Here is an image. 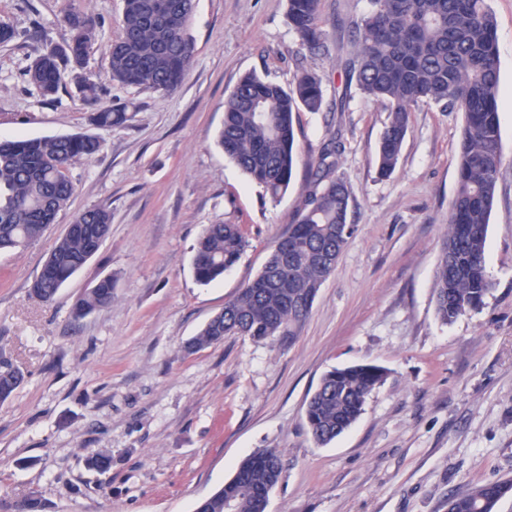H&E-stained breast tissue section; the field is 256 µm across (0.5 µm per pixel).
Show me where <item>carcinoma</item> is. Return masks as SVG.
I'll return each instance as SVG.
<instances>
[{"label": "carcinoma", "mask_w": 512, "mask_h": 512, "mask_svg": "<svg viewBox=\"0 0 512 512\" xmlns=\"http://www.w3.org/2000/svg\"><path fill=\"white\" fill-rule=\"evenodd\" d=\"M320 0H288V22L299 45L326 54L320 30ZM371 9L354 23L350 76L367 97L390 104L389 122L377 148L380 174L396 168L409 126V112L420 102L463 114L458 180L435 275V310L444 324L475 309L491 288L486 274V230L503 163L498 119L496 20L489 0H370ZM193 0H122V36L109 48L110 78L120 84L171 91L183 80L193 56L187 25ZM69 37L37 54L25 69L28 81L46 99L65 84V73L86 68L97 44V19L67 11ZM82 99L97 103L99 78L86 74L76 84ZM324 106L322 79L301 72L287 88L256 75L241 79L224 102V124L217 143L253 181L276 198L287 191L296 163L294 114ZM126 119L122 107H101L91 122L108 129ZM99 153L88 134L59 143L53 137L0 142V250L40 239L73 194L66 173L73 161ZM340 144L324 143L310 169V185L295 222L284 235L293 257L273 258L224 304V309L188 342L200 350L244 331L260 341L293 338L308 317L328 277L320 257L342 250L350 225V193L336 174ZM112 225L104 207L80 213L51 250L52 264L31 287L48 302L96 254L97 230ZM248 240L238 224L209 225L196 247L193 271L208 284L241 258ZM112 276L97 281L76 302L85 315L112 301ZM24 375L0 361V402L8 400ZM384 379L376 365H354L327 372L311 396L306 420L313 439L326 445L361 415L367 398ZM281 461L273 449L245 459L223 488L196 512H266V491L276 485ZM500 483L476 485L451 497L452 512H494Z\"/></svg>", "instance_id": "carcinoma-1"}]
</instances>
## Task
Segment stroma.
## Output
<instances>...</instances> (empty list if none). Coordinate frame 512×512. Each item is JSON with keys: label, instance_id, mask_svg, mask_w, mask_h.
Returning a JSON list of instances; mask_svg holds the SVG:
<instances>
[{"label": "stroma", "instance_id": "stroma-1", "mask_svg": "<svg viewBox=\"0 0 512 512\" xmlns=\"http://www.w3.org/2000/svg\"><path fill=\"white\" fill-rule=\"evenodd\" d=\"M499 57L503 166L487 228L483 304L454 323L435 313L434 277L455 194L463 116L421 103L395 170L375 149L388 103L349 82L350 20L368 0H320L329 52L299 51L287 0H196L194 56L170 92L112 82L108 47L121 0H0L18 37L0 45V139L88 133L104 146L72 163L74 193L44 235L0 252V358L25 375L0 402V512L37 495L43 512H195L239 464L272 448L282 473L267 512H448L451 495L512 480V0H490ZM92 12L88 68L100 106L127 119L92 125L73 85L44 100L24 75L68 36L66 11ZM322 79L325 106L295 121L299 159L271 198L215 144L224 102L256 74L289 86ZM338 137L353 234L292 341L229 336L186 345L254 279L295 220L309 166ZM108 207L109 237L50 302L31 295L55 240L83 211ZM243 225L249 245L223 278L198 282L192 259L212 224ZM112 277V301L86 317L79 296ZM385 369L358 420L328 445L305 425L323 374ZM112 457L106 473L87 457Z\"/></svg>", "mask_w": 512, "mask_h": 512}]
</instances>
